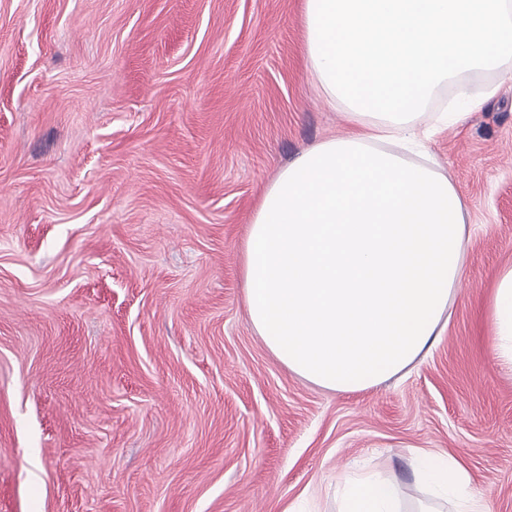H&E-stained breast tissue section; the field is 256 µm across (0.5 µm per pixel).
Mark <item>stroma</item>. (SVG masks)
<instances>
[{
    "instance_id": "1",
    "label": "stroma",
    "mask_w": 512,
    "mask_h": 512,
    "mask_svg": "<svg viewBox=\"0 0 512 512\" xmlns=\"http://www.w3.org/2000/svg\"><path fill=\"white\" fill-rule=\"evenodd\" d=\"M305 68L303 0H0V512H281L326 471L424 490L451 453L512 512V374L482 307L512 264V84L429 148L466 274L406 377L338 393L254 331L264 187L345 134Z\"/></svg>"
}]
</instances>
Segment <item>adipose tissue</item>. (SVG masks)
Listing matches in <instances>:
<instances>
[{"label": "adipose tissue", "instance_id": "adipose-tissue-1", "mask_svg": "<svg viewBox=\"0 0 512 512\" xmlns=\"http://www.w3.org/2000/svg\"><path fill=\"white\" fill-rule=\"evenodd\" d=\"M305 66L351 126L305 150L266 187L242 249L250 322L273 355L336 392L406 371L444 329L465 275L464 201L430 158L413 160L442 90L439 119L482 103L469 81L512 83V0H304ZM493 359L512 371V265L485 306ZM409 464L433 502L419 512H494L449 453ZM339 512H405L375 473L326 475Z\"/></svg>", "mask_w": 512, "mask_h": 512}]
</instances>
